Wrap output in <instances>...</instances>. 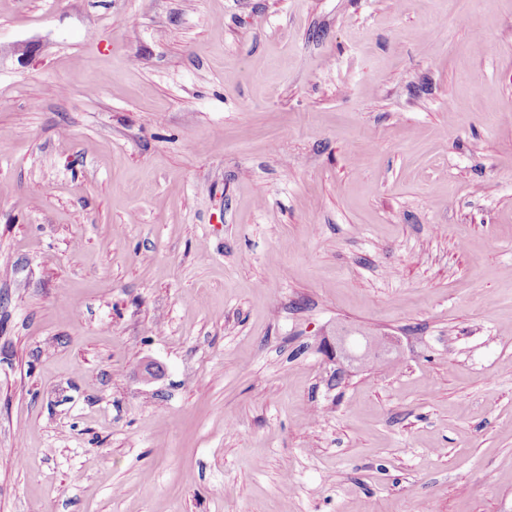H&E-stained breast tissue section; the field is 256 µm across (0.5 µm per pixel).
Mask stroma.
Wrapping results in <instances>:
<instances>
[{"label":"stroma","mask_w":512,"mask_h":512,"mask_svg":"<svg viewBox=\"0 0 512 512\" xmlns=\"http://www.w3.org/2000/svg\"><path fill=\"white\" fill-rule=\"evenodd\" d=\"M0 512H512V0H0Z\"/></svg>","instance_id":"obj_1"}]
</instances>
